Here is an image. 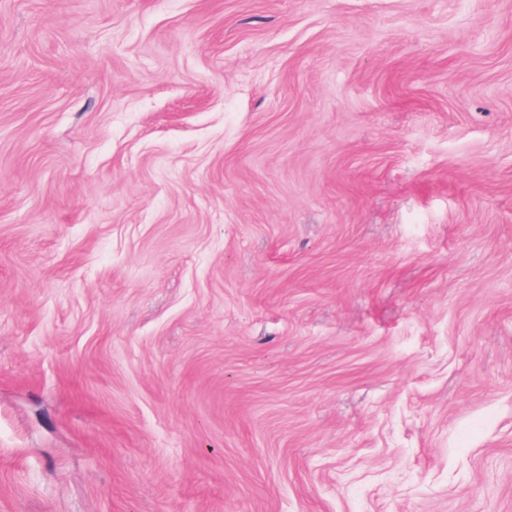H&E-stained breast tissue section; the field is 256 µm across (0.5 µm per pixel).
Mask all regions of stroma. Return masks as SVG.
I'll use <instances>...</instances> for the list:
<instances>
[{"mask_svg": "<svg viewBox=\"0 0 512 512\" xmlns=\"http://www.w3.org/2000/svg\"><path fill=\"white\" fill-rule=\"evenodd\" d=\"M0 512H512V0H0Z\"/></svg>", "mask_w": 512, "mask_h": 512, "instance_id": "1", "label": "stroma"}]
</instances>
